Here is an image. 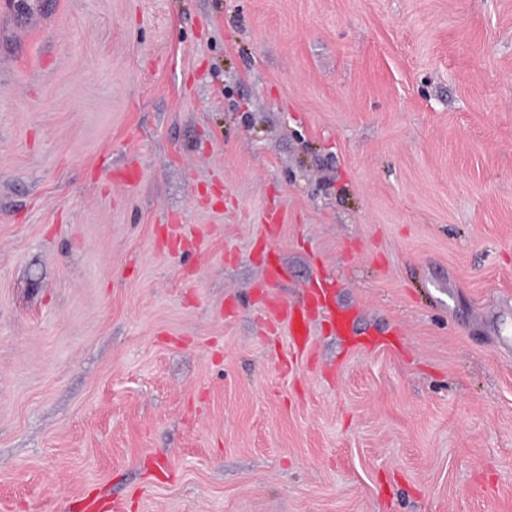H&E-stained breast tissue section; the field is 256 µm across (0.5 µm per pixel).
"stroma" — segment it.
<instances>
[{"instance_id": "stroma-1", "label": "stroma", "mask_w": 512, "mask_h": 512, "mask_svg": "<svg viewBox=\"0 0 512 512\" xmlns=\"http://www.w3.org/2000/svg\"><path fill=\"white\" fill-rule=\"evenodd\" d=\"M87 489L512 512V0H0V512ZM285 273L286 269L277 258L275 252L268 249L262 266V288H270L271 285L282 280ZM262 309L272 312L279 324L287 330L294 352H305L310 343L311 326L316 319L328 322L336 336L351 335V316L347 309L336 304V292L333 281L329 278H318L311 283L302 302L288 304L276 295H266L262 301Z\"/></svg>"}]
</instances>
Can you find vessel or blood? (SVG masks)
Instances as JSON below:
<instances>
[{
  "label": "vessel or blood",
  "mask_w": 512,
  "mask_h": 512,
  "mask_svg": "<svg viewBox=\"0 0 512 512\" xmlns=\"http://www.w3.org/2000/svg\"><path fill=\"white\" fill-rule=\"evenodd\" d=\"M263 310L272 312L279 324L290 336L294 352H305L310 343L311 326L315 320L328 322L339 336L350 335L351 316L347 309L336 303V292L332 280L317 279L309 285L302 302L290 304L278 296L267 295L262 301Z\"/></svg>",
  "instance_id": "1"
}]
</instances>
